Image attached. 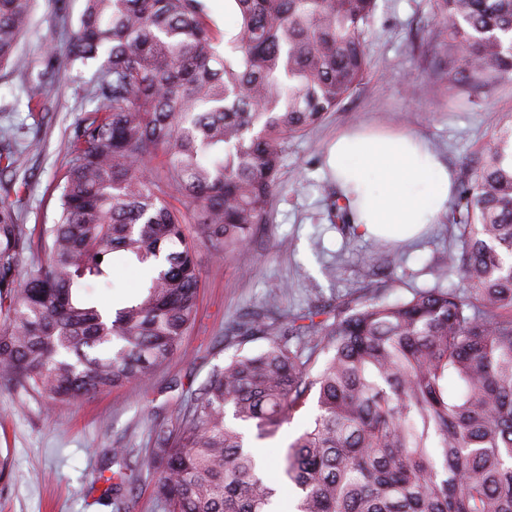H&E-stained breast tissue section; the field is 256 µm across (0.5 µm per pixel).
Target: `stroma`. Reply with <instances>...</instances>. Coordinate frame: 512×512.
<instances>
[{
	"mask_svg": "<svg viewBox=\"0 0 512 512\" xmlns=\"http://www.w3.org/2000/svg\"><path fill=\"white\" fill-rule=\"evenodd\" d=\"M366 33L370 66L360 87L310 132L285 139L274 191L273 221L257 225L252 238L233 258H217L202 245L195 257L200 271L197 315L174 356L145 382L99 393L75 403L47 407L40 398L0 380V512H112L99 505L104 489L100 471L112 463V451L130 448L136 458L124 492L125 512H163L154 493L156 475L144 458L153 445V429L176 428L180 409L194 403L212 371L237 353L264 349L265 339L239 342L232 324L263 306L292 316L308 304L325 305L383 288L388 300L411 298L422 288H457L456 273L438 278L435 259L455 245L447 216L422 235L398 243L394 268L370 254L369 236L330 223L324 205L331 176L327 153L336 134L358 125L424 138L452 170L469 172L491 140L498 119L512 115V82L482 92L447 88L439 73L450 57L437 36L434 0H376ZM83 0H67L58 17L49 0H37L20 50L35 62L46 53L63 57L78 26ZM95 65L60 69L46 85L47 115L32 111L25 87L38 78L0 72V131L18 129L39 140L36 151L20 159L19 221L32 229L53 223L57 186L69 164V137L86 112L99 106L86 94ZM318 412L315 398L277 433L255 440L262 473L277 490L280 512H292L296 492L282 471L288 445L306 430Z\"/></svg>",
	"mask_w": 512,
	"mask_h": 512,
	"instance_id": "35a3bbf8",
	"label": "stroma"
}]
</instances>
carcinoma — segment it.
Listing matches in <instances>:
<instances>
[{
    "instance_id": "obj_1",
    "label": "carcinoma",
    "mask_w": 512,
    "mask_h": 512,
    "mask_svg": "<svg viewBox=\"0 0 512 512\" xmlns=\"http://www.w3.org/2000/svg\"><path fill=\"white\" fill-rule=\"evenodd\" d=\"M34 2L0 0V70H31L18 47ZM228 2L220 40L208 0H85L64 62L101 60L87 89L101 106L69 139L58 217L30 232L0 199V377L50 405L144 380L173 356L200 288L186 225L218 257L239 252L271 222L283 140L369 68L375 0ZM436 8L456 56L447 84L512 80V0ZM326 211L353 221L341 191ZM448 220L459 245L437 271L463 290L235 322L231 335L268 345L214 370L177 430L156 429L147 462L164 512H272L277 490L226 411L265 438L312 393L318 414L284 457L296 512H512V123L462 177ZM116 254L147 278L113 309L88 288H113ZM99 480L122 512L127 473Z\"/></svg>"
}]
</instances>
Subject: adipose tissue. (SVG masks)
Returning <instances> with one entry per match:
<instances>
[{"label":"adipose tissue","instance_id":"adipose-tissue-1","mask_svg":"<svg viewBox=\"0 0 512 512\" xmlns=\"http://www.w3.org/2000/svg\"><path fill=\"white\" fill-rule=\"evenodd\" d=\"M328 166L367 235L409 238L448 208L452 176L421 137L352 129L337 136Z\"/></svg>","mask_w":512,"mask_h":512}]
</instances>
